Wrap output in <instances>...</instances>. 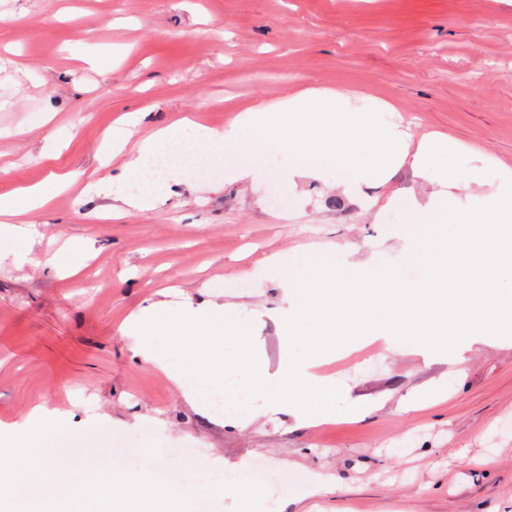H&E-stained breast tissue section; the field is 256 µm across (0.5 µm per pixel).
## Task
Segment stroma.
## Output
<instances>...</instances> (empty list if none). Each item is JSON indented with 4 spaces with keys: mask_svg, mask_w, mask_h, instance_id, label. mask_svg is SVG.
<instances>
[{
    "mask_svg": "<svg viewBox=\"0 0 512 512\" xmlns=\"http://www.w3.org/2000/svg\"><path fill=\"white\" fill-rule=\"evenodd\" d=\"M334 91L348 116L376 113L410 145L448 149L428 172L411 161L379 182L293 167L269 151L227 171L222 159L157 170L149 209L142 177L103 165L105 132L139 113L126 152L167 125L184 143L239 125L260 100ZM482 171L481 183L471 181ZM512 175V0H0V195L39 185L44 208L32 266L0 253V434L38 404L98 429L57 465L90 462L192 492L193 512H242L235 483L250 469L259 512H280L317 473L330 493L300 512H512V341L475 337L458 365L401 343L364 342L319 366L358 414L314 424L287 403L253 399V421L226 423L192 403L152 362L136 361L120 324L157 304H222L247 327L268 377L280 373L296 280L314 256L371 264L422 281L402 230L404 200L433 212L494 204ZM112 182L100 193L97 180ZM294 204L269 207L265 182ZM92 241L79 274L47 259ZM288 259L287 275L269 268ZM95 287H86V279ZM437 402L406 414L402 401Z\"/></svg>",
    "mask_w": 512,
    "mask_h": 512,
    "instance_id": "obj_1",
    "label": "stroma"
}]
</instances>
